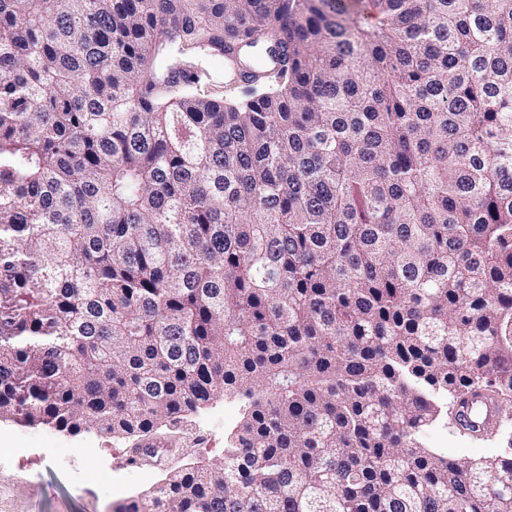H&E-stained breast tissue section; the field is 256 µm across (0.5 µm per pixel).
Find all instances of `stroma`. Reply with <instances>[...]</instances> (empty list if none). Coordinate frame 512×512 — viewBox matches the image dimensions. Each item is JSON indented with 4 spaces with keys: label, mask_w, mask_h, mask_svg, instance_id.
Masks as SVG:
<instances>
[{
    "label": "stroma",
    "mask_w": 512,
    "mask_h": 512,
    "mask_svg": "<svg viewBox=\"0 0 512 512\" xmlns=\"http://www.w3.org/2000/svg\"><path fill=\"white\" fill-rule=\"evenodd\" d=\"M182 61L212 69L211 77L198 84V94L222 98L237 91V84L225 80L223 65L211 64L206 51L183 56L172 45H165L157 57V69L162 72ZM246 406L243 395H217L170 435L171 446L163 457L144 458L135 468L125 464L131 448L127 439L93 431L72 436L45 425L2 420L0 437L8 445L0 447V512H114L122 503L149 495L171 470L190 462H222ZM424 440L427 447L451 457H510L512 418L492 435L475 440L442 416ZM79 448L97 449L103 469L78 458L75 451Z\"/></svg>",
    "instance_id": "35a3bbf8"
}]
</instances>
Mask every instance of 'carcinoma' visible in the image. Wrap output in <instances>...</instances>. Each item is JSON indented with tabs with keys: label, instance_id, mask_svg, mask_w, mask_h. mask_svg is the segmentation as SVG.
I'll return each mask as SVG.
<instances>
[{
	"label": "carcinoma",
	"instance_id": "obj_1",
	"mask_svg": "<svg viewBox=\"0 0 512 512\" xmlns=\"http://www.w3.org/2000/svg\"><path fill=\"white\" fill-rule=\"evenodd\" d=\"M0 0V418L142 442L217 394L219 465L115 512H512V0ZM226 39L240 98L155 77ZM468 417L479 422L494 423L503 418L498 408L481 397L474 398L468 408ZM428 448L448 457L483 459L512 456V413L492 435L475 440L463 435L448 423L445 414L428 429L424 437Z\"/></svg>",
	"mask_w": 512,
	"mask_h": 512
}]
</instances>
